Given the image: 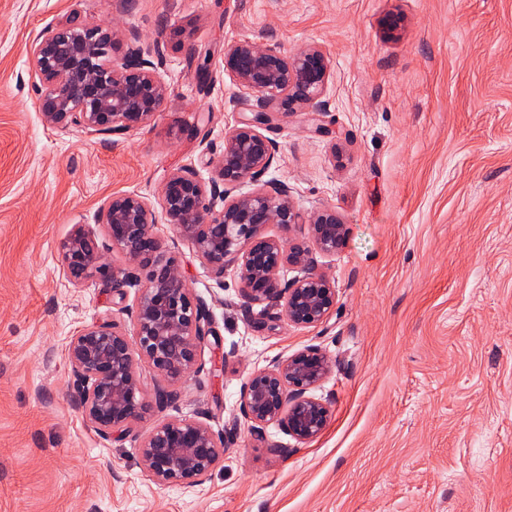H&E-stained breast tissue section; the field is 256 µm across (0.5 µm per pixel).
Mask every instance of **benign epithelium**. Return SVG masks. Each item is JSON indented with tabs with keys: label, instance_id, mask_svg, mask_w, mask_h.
<instances>
[{
	"label": "benign epithelium",
	"instance_id": "7a95c632",
	"mask_svg": "<svg viewBox=\"0 0 512 512\" xmlns=\"http://www.w3.org/2000/svg\"><path fill=\"white\" fill-rule=\"evenodd\" d=\"M118 36V25L76 12L35 36L29 68L46 126L93 138L121 135L145 127L161 111L169 94L159 74L161 44L147 48L133 34L116 56ZM222 65L243 90L231 102L244 116L224 133L222 152L208 160L211 177L203 178L191 163L175 169L162 183L157 207L137 191L114 194L96 225H75L58 246L59 269L72 285L98 279L122 302L129 289L138 292L134 304L119 307L127 319L87 325L65 347L74 405L85 427L106 440L120 442L145 414L177 406L176 385L196 367L198 345L213 335L210 310L188 287L180 257L157 234L159 221L191 242L219 284L227 269L235 271L247 316L261 303L275 309L277 319L314 327L336 307L335 284L316 256L336 254L346 225L330 207L304 216L288 184L263 180L277 154L264 130L297 104L328 110V57L316 47L287 56L275 43L246 38L224 46ZM248 183L254 189L240 192ZM269 224L290 233L305 224L307 236L261 234ZM114 253L122 265L110 263ZM286 269L297 275L282 279ZM143 363L160 377L152 403L137 376ZM332 369L324 351L308 346L251 372L240 403L251 435L264 441L275 423L300 444L317 439L331 410L315 390ZM225 438L198 419L162 415L140 441L144 470L161 484L201 485L224 455Z\"/></svg>",
	"mask_w": 512,
	"mask_h": 512
}]
</instances>
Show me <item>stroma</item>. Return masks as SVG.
Instances as JSON below:
<instances>
[{
	"label": "stroma",
	"mask_w": 512,
	"mask_h": 512,
	"mask_svg": "<svg viewBox=\"0 0 512 512\" xmlns=\"http://www.w3.org/2000/svg\"><path fill=\"white\" fill-rule=\"evenodd\" d=\"M76 10L163 45L148 126L104 141L44 125L29 46ZM246 37L330 60L321 131L300 108L267 135L270 177L347 227L317 259L337 303L315 327L246 317L234 271L216 282L179 243L215 334L176 413L236 427L204 484L162 485L139 452L157 413L111 443L71 403L65 344L118 306L69 284L57 247L112 194L157 198L223 148L224 47ZM307 346L334 362L327 429L255 441L246 376ZM0 512H512V0H0Z\"/></svg>",
	"instance_id": "35a3bbf8"
}]
</instances>
